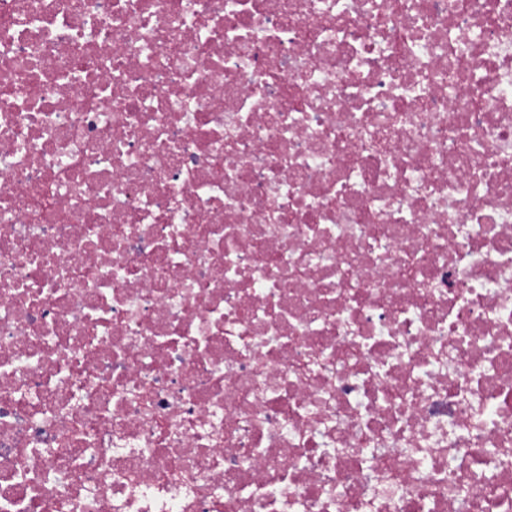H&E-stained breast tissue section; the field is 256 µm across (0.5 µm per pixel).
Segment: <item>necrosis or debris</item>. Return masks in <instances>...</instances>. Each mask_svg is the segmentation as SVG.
Here are the masks:
<instances>
[{"label": "necrosis or debris", "instance_id": "obj_1", "mask_svg": "<svg viewBox=\"0 0 512 512\" xmlns=\"http://www.w3.org/2000/svg\"><path fill=\"white\" fill-rule=\"evenodd\" d=\"M0 512H512V0H0Z\"/></svg>", "mask_w": 512, "mask_h": 512}]
</instances>
